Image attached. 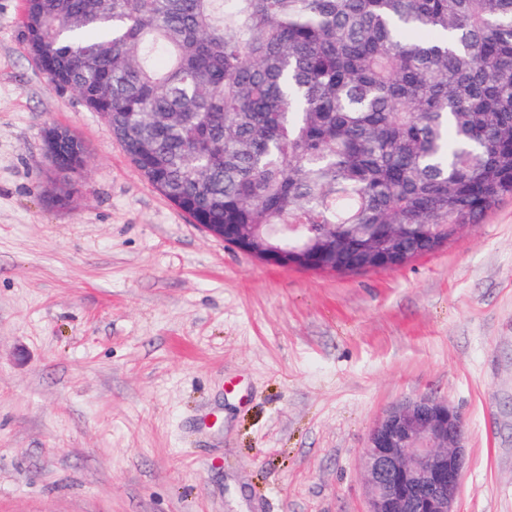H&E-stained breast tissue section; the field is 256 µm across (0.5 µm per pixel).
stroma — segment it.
<instances>
[{
	"mask_svg": "<svg viewBox=\"0 0 512 512\" xmlns=\"http://www.w3.org/2000/svg\"><path fill=\"white\" fill-rule=\"evenodd\" d=\"M87 164L57 203L43 130ZM468 426L457 512H512V197L435 252L280 268L193 224L0 0V512H367L389 406Z\"/></svg>",
	"mask_w": 512,
	"mask_h": 512,
	"instance_id": "obj_1",
	"label": "stroma"
}]
</instances>
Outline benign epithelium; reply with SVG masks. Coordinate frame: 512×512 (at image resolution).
<instances>
[{
    "label": "benign epithelium",
    "instance_id": "obj_1",
    "mask_svg": "<svg viewBox=\"0 0 512 512\" xmlns=\"http://www.w3.org/2000/svg\"><path fill=\"white\" fill-rule=\"evenodd\" d=\"M467 428L446 399L421 394L387 408L362 456L367 512H456Z\"/></svg>",
    "mask_w": 512,
    "mask_h": 512
}]
</instances>
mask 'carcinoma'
Wrapping results in <instances>:
<instances>
[{"instance_id": "obj_1", "label": "carcinoma", "mask_w": 512, "mask_h": 512, "mask_svg": "<svg viewBox=\"0 0 512 512\" xmlns=\"http://www.w3.org/2000/svg\"><path fill=\"white\" fill-rule=\"evenodd\" d=\"M35 60L105 116L140 173L230 244L357 270L512 195V0H25ZM61 173L85 148L52 125Z\"/></svg>"}]
</instances>
